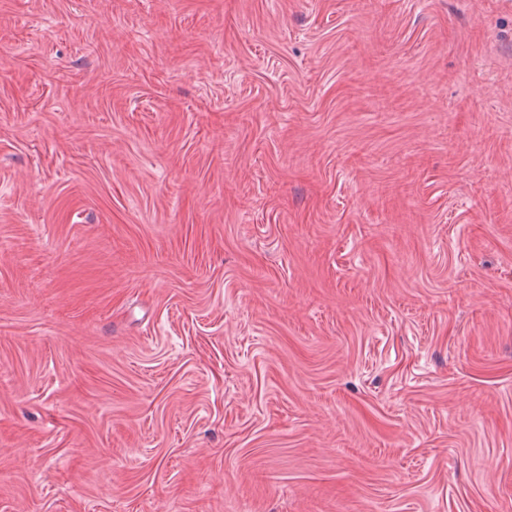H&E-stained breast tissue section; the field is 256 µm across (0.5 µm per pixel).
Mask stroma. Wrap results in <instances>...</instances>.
Returning a JSON list of instances; mask_svg holds the SVG:
<instances>
[{
  "mask_svg": "<svg viewBox=\"0 0 512 512\" xmlns=\"http://www.w3.org/2000/svg\"><path fill=\"white\" fill-rule=\"evenodd\" d=\"M0 512H512V0H0Z\"/></svg>",
  "mask_w": 512,
  "mask_h": 512,
  "instance_id": "obj_1",
  "label": "stroma"
}]
</instances>
